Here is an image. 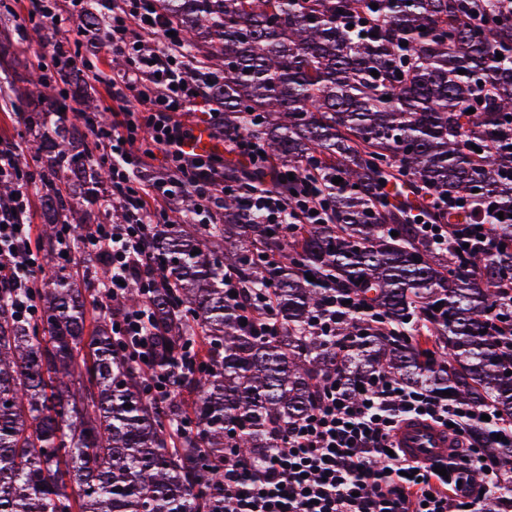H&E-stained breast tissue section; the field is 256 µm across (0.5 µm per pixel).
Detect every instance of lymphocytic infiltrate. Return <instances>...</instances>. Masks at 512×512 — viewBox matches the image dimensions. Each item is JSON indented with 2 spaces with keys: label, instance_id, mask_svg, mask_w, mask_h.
Here are the masks:
<instances>
[{
  "label": "lymphocytic infiltrate",
  "instance_id": "lymphocytic-infiltrate-1",
  "mask_svg": "<svg viewBox=\"0 0 512 512\" xmlns=\"http://www.w3.org/2000/svg\"><path fill=\"white\" fill-rule=\"evenodd\" d=\"M154 3L123 0L113 10L105 45L127 63L112 76V99L124 104L123 117L84 122L103 148L101 163L112 172L111 201L125 212L121 223L94 225L86 239L90 252L110 245L107 283L116 297L140 273L152 225L170 223L176 214L186 224L214 223L224 199L220 156L198 152L195 128L182 120L201 104V89L180 52L181 37L172 36V24ZM143 134L163 154L161 172L148 173L135 148ZM19 149L13 141L0 145V181L17 184L10 206L0 208V288L31 287L41 272L33 228L23 220L31 195L28 176L15 162ZM302 195L292 209L275 190L257 188L248 192L245 205L263 223L282 229L322 223L315 179H305ZM432 237L472 254H491L498 245L490 224H457L452 233L437 230ZM372 316L357 294L333 290L316 311L312 329L332 336L340 322ZM486 411L485 405L450 401L383 374L366 380L354 396L326 378L319 402L279 437L260 471L245 466L235 451L225 452V512H486L488 502L512 491V475L500 471L492 454L512 445V425L491 416L493 431L484 445L468 441ZM409 417L449 428L454 442L464 444L462 456L446 463L445 474L393 452L394 433Z\"/></svg>",
  "mask_w": 512,
  "mask_h": 512
}]
</instances>
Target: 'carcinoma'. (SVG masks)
<instances>
[{
  "instance_id": "carcinoma-1",
  "label": "carcinoma",
  "mask_w": 512,
  "mask_h": 512,
  "mask_svg": "<svg viewBox=\"0 0 512 512\" xmlns=\"http://www.w3.org/2000/svg\"><path fill=\"white\" fill-rule=\"evenodd\" d=\"M159 3L182 30L193 77L218 76L203 92L224 132L262 142L268 161L251 165L253 185L292 209L295 185L271 180V167L320 180L328 223L284 239L243 210L246 186L227 164L236 191L224 194L222 223L154 225L148 281L133 278L112 300L108 246L88 254L81 241L110 172L67 115L97 112L79 83L86 63L75 55L18 76L49 104L24 117L42 161L28 185L43 215V277L33 319L14 314L25 289L0 288V512H224V449L258 470L331 376L353 393L382 373L512 424V363L490 322L512 280V225L497 226L492 255L458 256L412 220L440 193L512 211V24L466 21L462 0ZM64 247L96 278L94 293L58 267ZM330 288L354 291L378 318L315 335ZM145 305L147 365L112 336V311ZM248 315L264 326L242 325ZM419 332L433 337L426 352L395 341ZM154 373L170 377L162 401L146 394Z\"/></svg>"
}]
</instances>
